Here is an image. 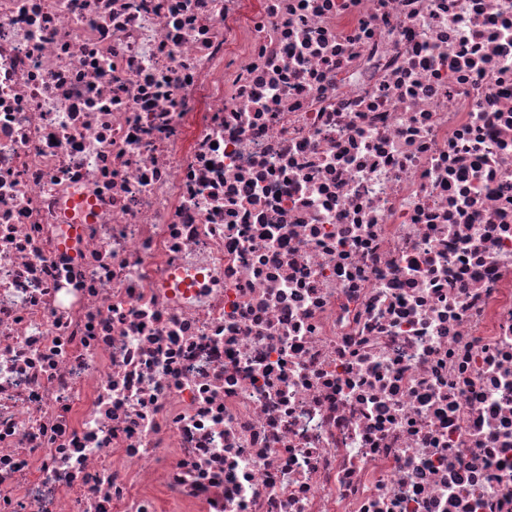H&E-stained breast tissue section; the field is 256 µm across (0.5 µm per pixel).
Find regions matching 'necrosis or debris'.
<instances>
[{
	"label": "necrosis or debris",
	"mask_w": 512,
	"mask_h": 512,
	"mask_svg": "<svg viewBox=\"0 0 512 512\" xmlns=\"http://www.w3.org/2000/svg\"><path fill=\"white\" fill-rule=\"evenodd\" d=\"M0 512H512V0H0Z\"/></svg>",
	"instance_id": "necrosis-or-debris-1"
}]
</instances>
